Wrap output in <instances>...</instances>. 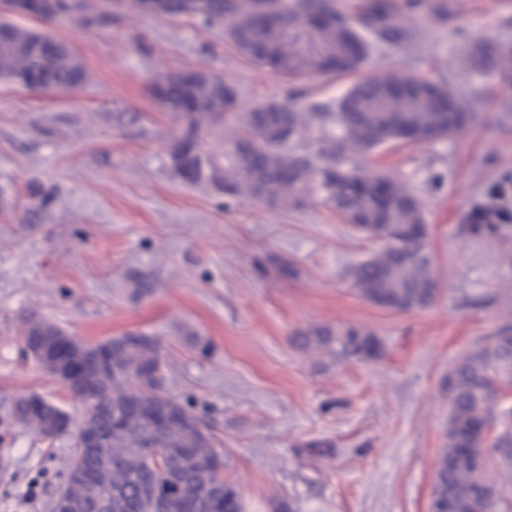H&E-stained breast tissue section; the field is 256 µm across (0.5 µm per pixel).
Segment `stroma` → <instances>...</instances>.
<instances>
[{
  "instance_id": "35a3bbf8",
  "label": "stroma",
  "mask_w": 512,
  "mask_h": 512,
  "mask_svg": "<svg viewBox=\"0 0 512 512\" xmlns=\"http://www.w3.org/2000/svg\"><path fill=\"white\" fill-rule=\"evenodd\" d=\"M444 2L451 19L420 10L416 39L379 48L361 70L446 78L471 114L452 137L365 161L422 203L439 292L407 312L352 290L348 271L371 245L320 200L226 208L211 187L171 174L179 122L156 83L205 71L247 110L281 100L287 78L243 56L223 28L184 17L122 8L103 24L43 23L86 80L69 93L0 82V512H50L74 450L71 436L16 422L14 400L35 393L81 412L26 354L31 316L83 341H159L169 394L210 429L248 512H430L448 370L512 323V237L464 231L490 186L512 175V112L468 68L478 44L512 42V0ZM349 327L381 340L377 361L292 344Z\"/></svg>"
}]
</instances>
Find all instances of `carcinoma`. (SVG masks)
I'll return each mask as SVG.
<instances>
[{
    "label": "carcinoma",
    "instance_id": "cac0c4a2",
    "mask_svg": "<svg viewBox=\"0 0 512 512\" xmlns=\"http://www.w3.org/2000/svg\"><path fill=\"white\" fill-rule=\"evenodd\" d=\"M421 0H366L359 10L333 0H158V14L186 17L204 28L224 27L238 51L252 62L296 79L355 73L377 47L414 39L410 26ZM477 70L499 74V86L512 91V45L480 50ZM85 78L82 64L67 45L34 28L0 19V80L30 88L66 90ZM155 95L181 121L168 166L188 183L204 184L224 197H251L270 205L300 209L319 197L345 223L369 231L372 254L350 270L351 288L377 305L409 311L430 306L438 288L427 249L418 199L405 182L367 171L362 162L394 143L419 144L460 131L467 109L445 79L400 75L389 81L355 82L335 101L305 103L295 88L280 101L262 102L247 112L238 107L230 85L180 77L158 83ZM224 139V151L206 138ZM464 231L508 237L512 233V180L490 187ZM63 331L41 319L27 320L23 341L53 347ZM118 370L104 372L92 390L76 399L80 420L106 442L76 447L69 470L86 479L74 484L73 512H152L145 481L182 489L171 512H198L197 502L219 492L224 512H236V487L219 474L221 454L199 433L198 418L168 391H156L140 369L146 363L166 373L155 339L124 335ZM301 349L329 352L338 360L360 363L382 353L376 336L355 328L339 333L317 329L293 338ZM448 425L435 471L431 506L450 512H494L498 501L490 474L496 460L512 461V407L499 408L496 395L512 386V325L506 323L478 340L448 369ZM166 404L169 424L157 427L149 416L128 412L133 402ZM121 413L125 432L111 434L112 417ZM12 417L45 439L56 434L14 405ZM497 422L494 439L486 427ZM172 452L148 462L144 449Z\"/></svg>",
    "mask_w": 512,
    "mask_h": 512
}]
</instances>
